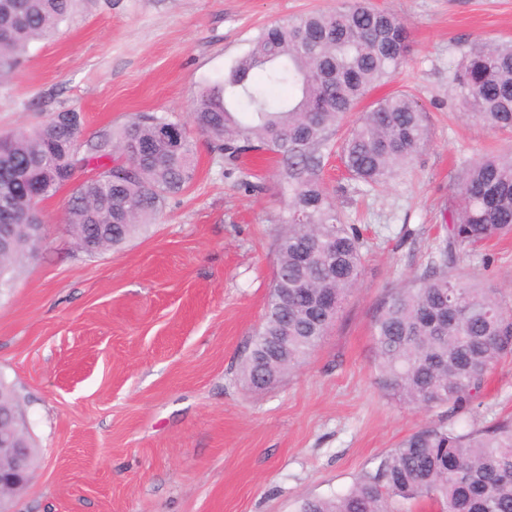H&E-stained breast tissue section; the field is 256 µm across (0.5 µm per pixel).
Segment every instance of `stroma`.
Masks as SVG:
<instances>
[{
  "mask_svg": "<svg viewBox=\"0 0 512 512\" xmlns=\"http://www.w3.org/2000/svg\"><path fill=\"white\" fill-rule=\"evenodd\" d=\"M407 26L412 51L371 99L406 90L429 139L386 186L355 192L337 153L323 187L362 234V274L295 372L256 390L240 373L259 329L287 215L280 165L228 167L193 134L197 174L123 248L78 251L64 214L75 184L40 204L45 240L0 290V377L38 450L14 512H299L346 493L410 434L468 432L512 417V356L455 416L398 402L378 382L376 309L426 268L463 163L512 152V135L464 115L452 87L461 52L512 40V0H373ZM336 0H81L58 34L30 46L0 89V132L74 110L84 137L154 113L189 125L202 88L288 17ZM466 273L512 301V240Z\"/></svg>",
  "mask_w": 512,
  "mask_h": 512,
  "instance_id": "stroma-1",
  "label": "stroma"
}]
</instances>
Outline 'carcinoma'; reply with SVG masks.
Listing matches in <instances>:
<instances>
[{"label": "carcinoma", "instance_id": "obj_1", "mask_svg": "<svg viewBox=\"0 0 512 512\" xmlns=\"http://www.w3.org/2000/svg\"><path fill=\"white\" fill-rule=\"evenodd\" d=\"M77 0H0V87L18 72L31 44L47 39ZM405 25L372 0H342L332 12L291 17L263 30L253 47L200 93L192 126L233 165L249 153L280 160L288 183V221L276 238V268L263 323L242 365L255 388L301 366L333 322L363 270L361 233L346 223L323 187L325 155L345 115L384 83L410 53ZM456 97L468 114L512 132V42L475 44L458 62ZM276 87L285 97H272ZM158 117L138 115L117 131L82 141L81 122L52 114L0 136V224L13 245L0 255V288L33 258L38 204L57 194L91 160L118 153L130 174L85 180L69 198L66 231L79 249H118L154 223L167 198L193 180L189 135L178 147L160 136ZM428 138L426 111L405 93L361 113L340 149L350 179L380 187L410 163ZM446 236L425 271L380 303L374 344L382 387L398 401L448 414L471 408L486 374L512 356V304L502 289L469 282L459 267L487 242L512 237V154L466 162L454 184ZM260 336L288 337V356L269 378L256 356L272 352ZM442 512H512V420L484 431L424 427L364 472L345 494L307 499L300 512H400L399 500Z\"/></svg>", "mask_w": 512, "mask_h": 512}]
</instances>
